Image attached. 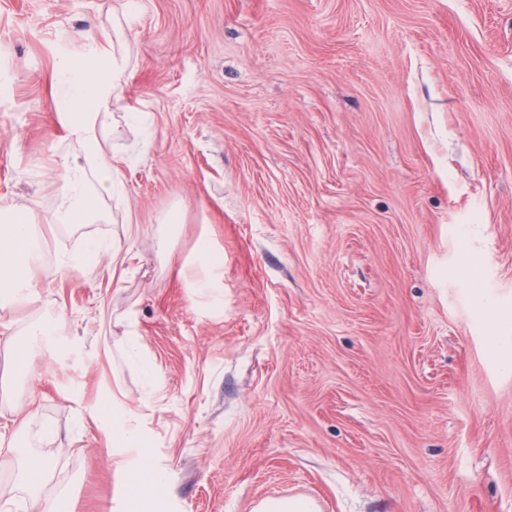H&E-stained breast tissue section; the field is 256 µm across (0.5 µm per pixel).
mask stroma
<instances>
[{
    "label": "stroma",
    "mask_w": 512,
    "mask_h": 512,
    "mask_svg": "<svg viewBox=\"0 0 512 512\" xmlns=\"http://www.w3.org/2000/svg\"><path fill=\"white\" fill-rule=\"evenodd\" d=\"M116 17V110L147 128L106 143V221L67 226L52 75ZM1 42L0 205L62 266L0 309L19 335L65 315L26 365L0 346V427L26 413L43 497L153 512L95 417L110 397L169 470L164 512H512V0H0ZM172 216L177 254L203 231L223 251L222 316L179 280ZM90 237L129 261L67 266ZM126 355L130 362L139 366L142 373V389L141 395L143 398H150L158 391L157 381L153 372L152 366L144 361L139 352V343L136 338H131L128 342ZM315 505L302 498H292L283 500H273L261 502L256 508L260 512H313Z\"/></svg>",
    "instance_id": "obj_1"
}]
</instances>
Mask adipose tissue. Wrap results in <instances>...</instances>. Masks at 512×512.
<instances>
[{"instance_id": "obj_1", "label": "adipose tissue", "mask_w": 512, "mask_h": 512, "mask_svg": "<svg viewBox=\"0 0 512 512\" xmlns=\"http://www.w3.org/2000/svg\"><path fill=\"white\" fill-rule=\"evenodd\" d=\"M85 41L88 54L83 65H62L57 80V96L63 106L58 121L65 139L78 147L60 167L62 191L57 216L61 223L73 225L105 220L101 200L120 189L112 156L101 138L115 129L113 110L121 99L127 58L110 53L93 36H86ZM92 178L97 181L93 188L88 185ZM37 227L38 219L32 210L0 208V307L34 296L45 274ZM177 273L185 287L208 299L211 312L223 310L224 255L208 236H201L195 250L180 258ZM97 414L105 420L119 447L138 450L131 468L129 496L139 497L147 487L164 490L169 484V472L154 461L141 426L126 413L115 410L108 400L99 404ZM18 476L31 487L24 512H54V504L39 492L40 485L52 476L50 462L43 458L20 463Z\"/></svg>"}]
</instances>
